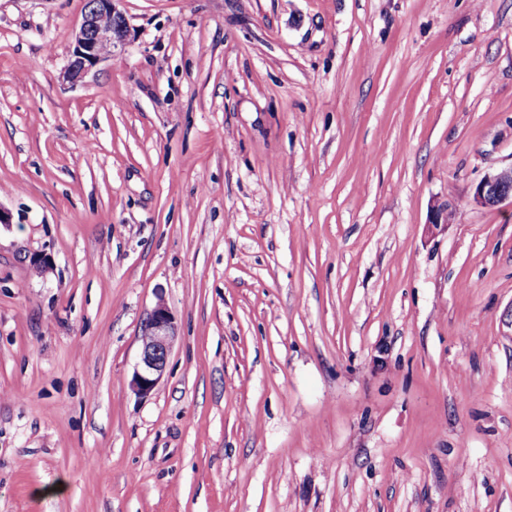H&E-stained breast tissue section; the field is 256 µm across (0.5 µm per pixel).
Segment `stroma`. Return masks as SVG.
I'll return each mask as SVG.
<instances>
[{"mask_svg": "<svg viewBox=\"0 0 512 512\" xmlns=\"http://www.w3.org/2000/svg\"><path fill=\"white\" fill-rule=\"evenodd\" d=\"M121 7L0 0V512H512V0ZM122 0H88L82 22L74 36L64 77L78 82L100 61L112 56L129 35V24L119 6ZM106 18L112 22L105 23ZM474 202L483 207L512 205V165L481 180L474 192ZM176 336L175 317L160 301L148 313L142 329L140 360L131 379V387L139 395H149L161 381Z\"/></svg>", "mask_w": 512, "mask_h": 512, "instance_id": "35a3bbf8", "label": "stroma"}]
</instances>
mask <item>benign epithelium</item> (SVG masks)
<instances>
[{
	"label": "benign epithelium",
	"mask_w": 512,
	"mask_h": 512,
	"mask_svg": "<svg viewBox=\"0 0 512 512\" xmlns=\"http://www.w3.org/2000/svg\"><path fill=\"white\" fill-rule=\"evenodd\" d=\"M122 0H88L82 22L74 36L64 77L75 83L100 61L123 46L129 35V24L120 10ZM474 202L483 207L512 204V165L481 180L474 192ZM450 220L448 205L436 206L427 228L434 231ZM176 338L175 317L160 301L148 313L142 329L140 360L134 370L131 387L141 396L149 395L161 381Z\"/></svg>",
	"instance_id": "obj_1"
}]
</instances>
